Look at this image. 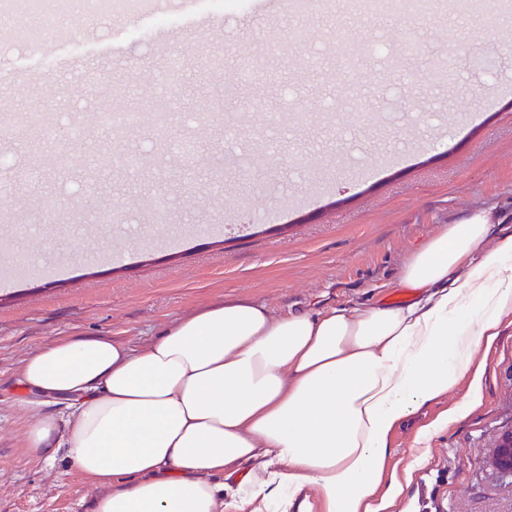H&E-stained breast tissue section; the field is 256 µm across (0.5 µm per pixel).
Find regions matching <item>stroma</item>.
<instances>
[{
  "label": "stroma",
  "instance_id": "stroma-1",
  "mask_svg": "<svg viewBox=\"0 0 512 512\" xmlns=\"http://www.w3.org/2000/svg\"><path fill=\"white\" fill-rule=\"evenodd\" d=\"M443 2L359 11L317 0L296 14L264 0L256 28L234 11L219 28L147 14L100 42L91 15L58 0L68 40L0 56L10 101L0 107V269H30L0 289V512H91L96 495L64 459L26 447L38 417L70 413L18 402L16 368L45 343L109 335L140 350L179 318L239 297L276 316L407 301L401 265L444 226L491 207L512 229V98L485 107L512 87V0L471 13ZM341 41L358 48L352 68L336 57ZM70 59L92 61L90 79L63 72ZM405 92L411 100L389 111ZM143 97L168 113L165 128L147 114L98 122L139 112ZM35 110L48 117L50 152L33 171ZM233 148L248 166L217 165ZM139 155L149 167H128ZM302 195L315 205H295ZM171 238L178 247H163ZM480 358V406L423 450L415 425L393 434L389 468L414 474L408 512H512V477L489 463L512 429V323Z\"/></svg>",
  "mask_w": 512,
  "mask_h": 512
}]
</instances>
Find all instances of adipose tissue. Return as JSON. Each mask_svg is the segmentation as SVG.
Masks as SVG:
<instances>
[{
    "label": "adipose tissue",
    "mask_w": 512,
    "mask_h": 512,
    "mask_svg": "<svg viewBox=\"0 0 512 512\" xmlns=\"http://www.w3.org/2000/svg\"><path fill=\"white\" fill-rule=\"evenodd\" d=\"M469 213L414 250L413 299L276 317L249 298L178 319L142 350L64 336L23 359L29 450L65 454L98 490L92 512H393L411 473L386 468L391 436L468 378L512 319V233Z\"/></svg>",
    "instance_id": "ef3b65f1"
}]
</instances>
